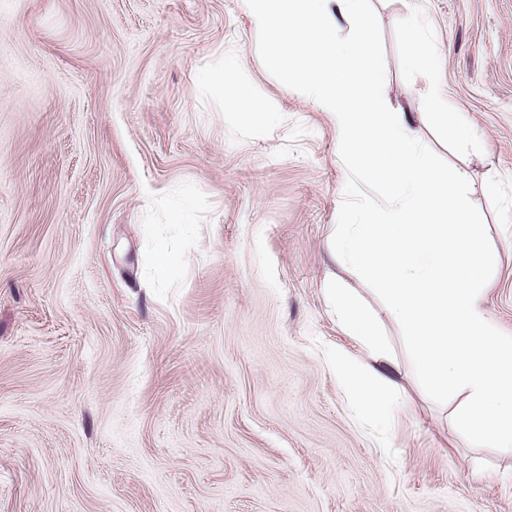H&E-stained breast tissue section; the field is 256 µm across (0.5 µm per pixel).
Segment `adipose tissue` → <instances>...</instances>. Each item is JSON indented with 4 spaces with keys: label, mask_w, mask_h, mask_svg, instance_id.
Returning <instances> with one entry per match:
<instances>
[{
    "label": "adipose tissue",
    "mask_w": 512,
    "mask_h": 512,
    "mask_svg": "<svg viewBox=\"0 0 512 512\" xmlns=\"http://www.w3.org/2000/svg\"><path fill=\"white\" fill-rule=\"evenodd\" d=\"M335 302L341 323L367 355L366 361L355 362L344 353H336V368L358 396L362 409L374 414L383 427H391L406 408L393 353L372 318L359 311L346 289H336Z\"/></svg>",
    "instance_id": "1"
}]
</instances>
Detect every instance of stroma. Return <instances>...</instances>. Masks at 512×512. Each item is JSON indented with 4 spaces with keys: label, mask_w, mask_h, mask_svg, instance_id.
<instances>
[{
    "label": "stroma",
    "mask_w": 512,
    "mask_h": 512,
    "mask_svg": "<svg viewBox=\"0 0 512 512\" xmlns=\"http://www.w3.org/2000/svg\"><path fill=\"white\" fill-rule=\"evenodd\" d=\"M371 4L383 95L465 171L512 334V0ZM429 47L433 86L408 63ZM228 57L258 111L204 82ZM347 179L242 0H0V512H512V455L451 427L396 322L392 430L336 375L361 349L329 288L383 307L327 247Z\"/></svg>",
    "instance_id": "obj_1"
}]
</instances>
